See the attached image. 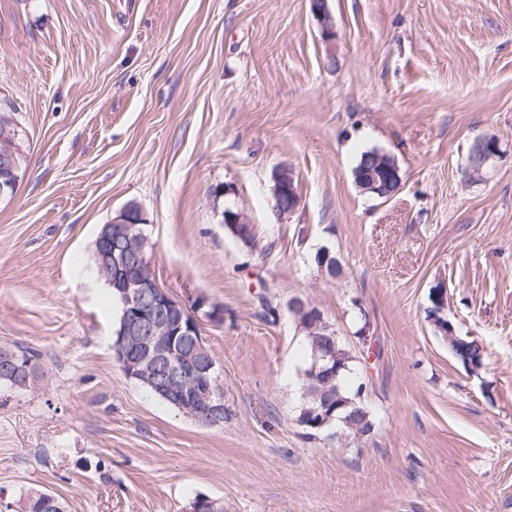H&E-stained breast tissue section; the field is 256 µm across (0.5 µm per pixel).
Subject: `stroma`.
Wrapping results in <instances>:
<instances>
[{
  "label": "stroma",
  "instance_id": "obj_1",
  "mask_svg": "<svg viewBox=\"0 0 512 512\" xmlns=\"http://www.w3.org/2000/svg\"><path fill=\"white\" fill-rule=\"evenodd\" d=\"M0 0V110L21 170L0 199V344L42 379L0 390V501L46 489L67 512H512V0ZM335 66H327L328 52ZM499 154L472 173V143ZM400 190L361 193L364 150ZM301 203L279 221L273 174ZM144 211L158 284L201 319L232 416L201 426L114 359L95 239ZM244 214L254 242L222 224ZM340 259V277L313 262ZM448 290L478 372L425 318ZM311 302L352 351L364 310L380 359L358 362L377 427L307 439L296 420ZM276 321L256 317L260 299ZM313 5L316 6L313 14L320 24L322 40L330 46L334 45L336 30L332 16L326 9V2L314 0Z\"/></svg>",
  "mask_w": 512,
  "mask_h": 512
}]
</instances>
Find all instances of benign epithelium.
Listing matches in <instances>:
<instances>
[{"mask_svg":"<svg viewBox=\"0 0 512 512\" xmlns=\"http://www.w3.org/2000/svg\"><path fill=\"white\" fill-rule=\"evenodd\" d=\"M323 41L334 46L336 30L324 0H314ZM399 177V168L383 172L355 175L357 187L363 193L386 196L385 189ZM275 186L269 204L284 217L300 205L293 185V176L285 168L275 172ZM290 193V203L283 192ZM147 223L142 209L127 204L108 224L102 225L96 238L98 272L120 293L124 304L121 349L122 370L129 379L155 371L152 389L172 402L185 414L203 426H224V390L221 380L209 378L214 365L206 359V349L195 340L200 335L199 320L169 292L160 287L151 271L146 252L148 239L142 225ZM309 302L294 298L288 303L290 313L306 314L307 322L319 326L322 313L309 312ZM209 378L205 393L196 388V380Z\"/></svg>","mask_w":512,"mask_h":512,"instance_id":"benign-epithelium-1","label":"benign epithelium"}]
</instances>
